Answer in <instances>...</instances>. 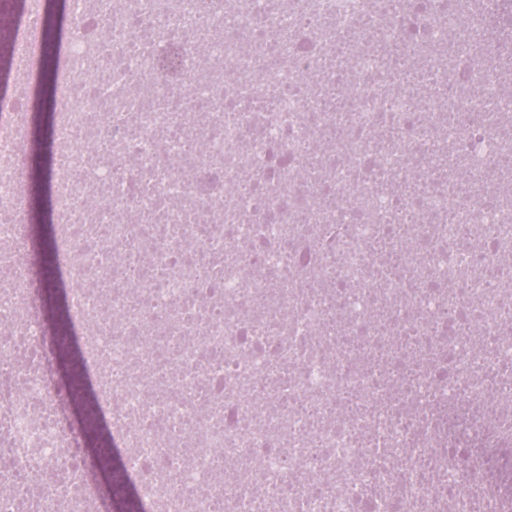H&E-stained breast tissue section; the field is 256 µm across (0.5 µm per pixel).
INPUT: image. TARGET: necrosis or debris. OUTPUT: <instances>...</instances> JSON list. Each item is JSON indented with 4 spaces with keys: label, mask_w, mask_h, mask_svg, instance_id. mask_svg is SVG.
Wrapping results in <instances>:
<instances>
[{
    "label": "necrosis or debris",
    "mask_w": 512,
    "mask_h": 512,
    "mask_svg": "<svg viewBox=\"0 0 512 512\" xmlns=\"http://www.w3.org/2000/svg\"><path fill=\"white\" fill-rule=\"evenodd\" d=\"M0 99V512H107ZM53 265L149 512H512V76L454 0H70ZM31 249L29 255L30 283L31 290L39 296V301L43 293V249L40 241L31 233Z\"/></svg>",
    "instance_id": "4bbe7bcc"
}]
</instances>
